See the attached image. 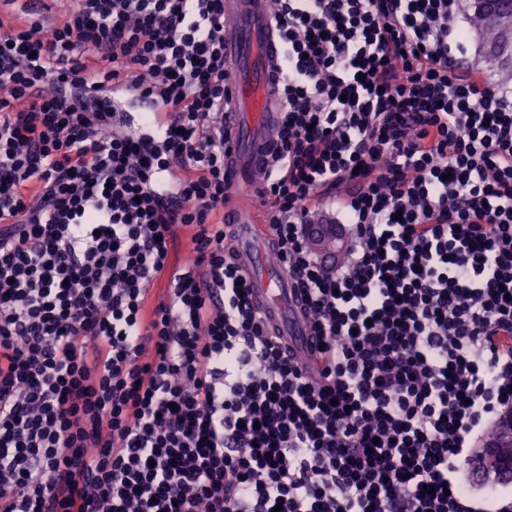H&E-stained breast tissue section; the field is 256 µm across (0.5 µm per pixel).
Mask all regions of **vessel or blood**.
<instances>
[{
  "mask_svg": "<svg viewBox=\"0 0 512 512\" xmlns=\"http://www.w3.org/2000/svg\"><path fill=\"white\" fill-rule=\"evenodd\" d=\"M280 44L272 0H224V66L229 73L224 122L229 130L224 174L231 191L224 221L237 263L245 270L266 326L289 352L313 355L302 294L295 288L255 197L278 148L284 106L277 92Z\"/></svg>",
  "mask_w": 512,
  "mask_h": 512,
  "instance_id": "vessel-or-blood-1",
  "label": "vessel or blood"
}]
</instances>
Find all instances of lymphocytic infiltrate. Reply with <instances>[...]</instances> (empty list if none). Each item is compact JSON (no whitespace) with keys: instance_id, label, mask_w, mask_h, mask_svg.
Listing matches in <instances>:
<instances>
[{"instance_id":"lymphocytic-infiltrate-1","label":"lymphocytic infiltrate","mask_w":512,"mask_h":512,"mask_svg":"<svg viewBox=\"0 0 512 512\" xmlns=\"http://www.w3.org/2000/svg\"><path fill=\"white\" fill-rule=\"evenodd\" d=\"M0 2V512H512L463 476L512 408V91L462 68L459 0H273L260 195L311 359L225 232L223 0ZM308 236L317 250L331 257H338L343 250L341 239L336 237L335 225L309 224Z\"/></svg>"}]
</instances>
